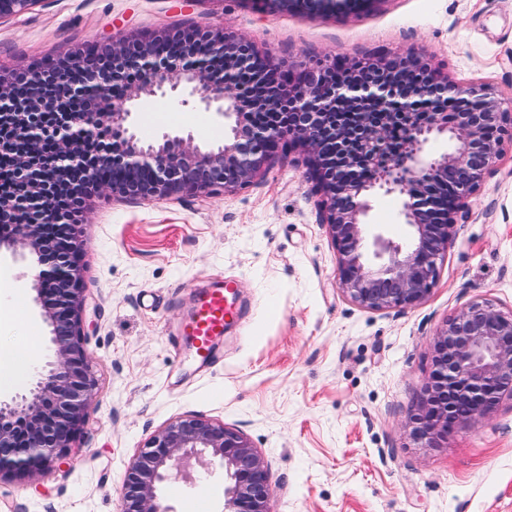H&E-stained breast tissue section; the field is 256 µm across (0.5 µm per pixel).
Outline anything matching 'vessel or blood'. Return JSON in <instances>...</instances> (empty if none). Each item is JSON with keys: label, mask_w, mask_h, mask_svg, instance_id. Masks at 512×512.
<instances>
[{"label": "vessel or blood", "mask_w": 512, "mask_h": 512, "mask_svg": "<svg viewBox=\"0 0 512 512\" xmlns=\"http://www.w3.org/2000/svg\"><path fill=\"white\" fill-rule=\"evenodd\" d=\"M238 319L237 285L219 279L194 290L187 315L174 336L192 351L198 370L206 371L222 361L224 336Z\"/></svg>", "instance_id": "b4317fda"}]
</instances>
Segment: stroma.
<instances>
[{
	"label": "stroma",
	"instance_id": "1",
	"mask_svg": "<svg viewBox=\"0 0 512 512\" xmlns=\"http://www.w3.org/2000/svg\"><path fill=\"white\" fill-rule=\"evenodd\" d=\"M229 26L288 64L329 53L414 52L460 86L512 97V0H356L336 13L263 0H37L0 20V68L60 49L163 30ZM153 134L221 140L223 126L150 101ZM368 234L401 241L399 194L370 197ZM338 253L300 153L272 159L246 188L163 200L104 197L81 227L84 351L98 379L65 462L0 481V512H121L125 471L178 417L244 433L269 469L273 512H512V401L490 419L421 448L407 423L433 370L432 339L474 301L512 310V144L451 230L438 278L421 303L369 310L343 297ZM24 323H0V348L50 354L28 262L0 256ZM236 282L242 322L224 363L195 371L169 334L184 298ZM221 468L193 466L167 489L175 512H216Z\"/></svg>",
	"mask_w": 512,
	"mask_h": 512
}]
</instances>
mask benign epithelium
<instances>
[{
  "instance_id": "1",
  "label": "benign epithelium",
  "mask_w": 512,
  "mask_h": 512,
  "mask_svg": "<svg viewBox=\"0 0 512 512\" xmlns=\"http://www.w3.org/2000/svg\"><path fill=\"white\" fill-rule=\"evenodd\" d=\"M35 2L0 0V20ZM174 94L229 121L224 139H143L134 119L142 100ZM283 105V121L247 115ZM510 123L511 99L486 84L462 89L415 54L281 67L224 26L67 49L1 73L0 151L7 132L27 151L15 160L22 197L0 195V222L14 224L0 248L38 270L34 290L53 355L35 363L21 391L0 396V479L66 458L96 389L83 348L80 244L60 192L81 205L94 192L216 196L246 187L273 157L301 151L338 252L339 289L367 309L405 308L436 281L452 225L480 191ZM439 136L451 149L426 158L425 145ZM375 189L408 197V241H368ZM504 396L512 398V312L472 302L435 334L411 435L432 447L449 429L487 419ZM207 454L229 480L219 512H272L268 468L248 438L198 416L172 421L140 448L124 476L122 512H174L161 484L190 478L191 459Z\"/></svg>"
}]
</instances>
